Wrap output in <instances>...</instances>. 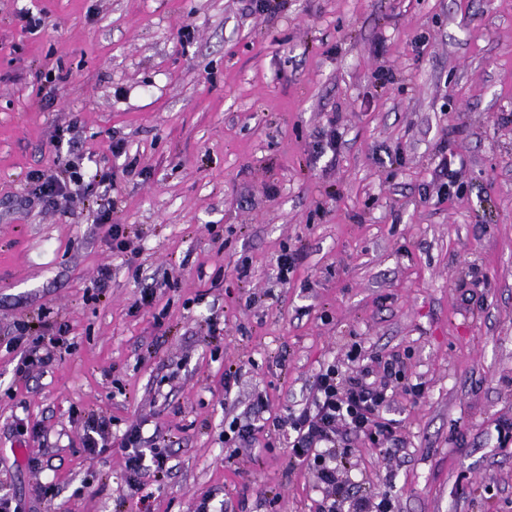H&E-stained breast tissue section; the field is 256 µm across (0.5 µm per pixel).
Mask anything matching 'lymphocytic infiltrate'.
<instances>
[{
    "label": "lymphocytic infiltrate",
    "instance_id": "lymphocytic-infiltrate-1",
    "mask_svg": "<svg viewBox=\"0 0 512 512\" xmlns=\"http://www.w3.org/2000/svg\"><path fill=\"white\" fill-rule=\"evenodd\" d=\"M14 340L25 345L26 351L15 372L23 376L34 367L48 365L55 351L66 348V328H57L49 337V351L27 347V327L17 324ZM350 361L357 368L341 372L336 365L320 368L309 387V395L302 408L288 415V425L293 433L290 455L296 465L312 469L325 495L318 512H337L342 504H349L352 512H392L388 499L372 491L351 496L346 484L339 481V457L344 456L353 440L362 439L381 447L386 454H397L401 439L395 420L385 418L396 392L417 397L422 386L410 383L405 364L394 355L382 367L362 363L358 350H351ZM166 439L156 436L152 446H145L139 425L125 430L121 446L125 459V483L130 497L136 498L141 512H152L149 497L144 489L147 479L161 481L170 471L169 456L164 450Z\"/></svg>",
    "mask_w": 512,
    "mask_h": 512
}]
</instances>
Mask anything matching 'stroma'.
<instances>
[{"instance_id":"stroma-1","label":"stroma","mask_w":512,"mask_h":512,"mask_svg":"<svg viewBox=\"0 0 512 512\" xmlns=\"http://www.w3.org/2000/svg\"><path fill=\"white\" fill-rule=\"evenodd\" d=\"M443 142L462 189L440 198ZM37 170L80 173L73 202L25 206ZM105 196L134 259L97 222ZM287 248L301 259L282 284ZM21 321L33 338L69 327L26 379L6 347ZM356 344L399 352L424 395L386 412L404 448L354 441L340 479L393 512H512V0H0V488L25 512H138L119 446L138 423L175 438L154 512L207 493L315 512L285 420ZM93 414L112 425L92 460ZM235 420L258 426L254 455L225 441Z\"/></svg>"}]
</instances>
